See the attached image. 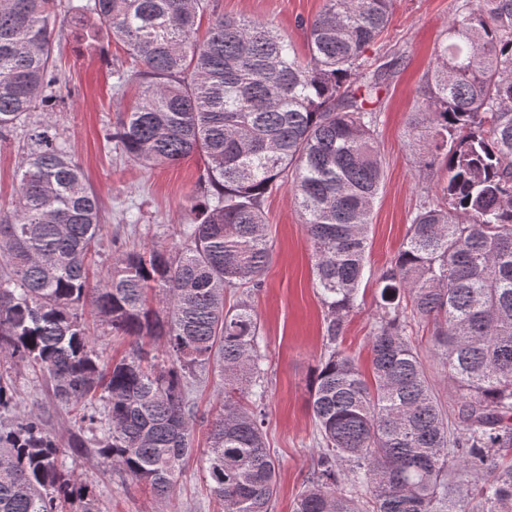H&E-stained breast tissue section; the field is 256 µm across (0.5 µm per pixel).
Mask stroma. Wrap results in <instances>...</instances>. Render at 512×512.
<instances>
[{
    "instance_id": "obj_1",
    "label": "stroma",
    "mask_w": 512,
    "mask_h": 512,
    "mask_svg": "<svg viewBox=\"0 0 512 512\" xmlns=\"http://www.w3.org/2000/svg\"><path fill=\"white\" fill-rule=\"evenodd\" d=\"M323 0H211L214 13L272 23L298 50L306 48L307 22L321 11ZM452 0H396L394 13L380 40V50L405 57L402 69L381 90L377 142L384 187L374 204L372 271L390 264L419 205L424 174L419 149L407 130V118L420 100L433 48L448 26ZM55 63L66 83L62 103L37 112L33 123L57 127L73 149L87 185L98 196L105 227L95 260L106 270L124 251L158 247L176 251L182 232L194 218L188 198L196 194L203 169L198 157L154 167L126 163L106 139L117 112L139 101L137 86L116 91L120 73L131 60L118 41L100 36L88 45L81 22L60 17L55 29ZM27 142L18 129L0 142V207H9L14 193L18 158ZM272 260L261 288L250 302L260 325L268 355L265 435L278 466L277 495L271 512H294L317 459V429L308 406L309 382L325 342L323 307L316 293L310 241L302 217L287 189L265 201ZM363 301L346 324L342 349L362 370L370 368L369 332L376 313L372 283H363ZM413 341L444 409H452L456 393L432 355L430 329L414 330ZM0 373L12 379L21 405L38 404L48 433L68 446L67 463L80 474L95 496L100 512H224L210 491L201 450L206 446L211 413L220 402L224 379L210 369L194 381L190 397L197 405L195 453L177 475L169 501L155 500L150 489L112 467L109 459L71 450L79 426L68 407L54 398L49 381L31 367L0 356Z\"/></svg>"
}]
</instances>
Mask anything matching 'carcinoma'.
I'll return each mask as SVG.
<instances>
[{"label":"carcinoma","mask_w":512,"mask_h":512,"mask_svg":"<svg viewBox=\"0 0 512 512\" xmlns=\"http://www.w3.org/2000/svg\"><path fill=\"white\" fill-rule=\"evenodd\" d=\"M395 0H324L307 55L268 22L209 12V0H0V138L62 99L52 33L63 12L126 48L142 102L107 139L128 160L196 155L195 222L176 256L130 250L92 280L101 204L66 142L29 135L11 209H0V353L42 372L80 411L96 454L170 497L193 452L188 385L224 375L206 471L224 512H270L276 464L263 429L266 355L257 317L229 290L261 287L271 261L264 201L289 187L313 247L326 341L309 406L319 455L294 512H458L473 475L477 512H512V0H454L423 101L408 126L436 175L390 265L367 272L371 212L383 183L375 98L403 65L366 56ZM206 38L196 37L204 15ZM374 278L373 380L339 348ZM92 304L130 352L105 362L79 308ZM432 327L457 394L435 396L412 340ZM162 340L163 358L141 339ZM0 375V512H98L88 485L33 407ZM103 400L97 410L95 400Z\"/></svg>","instance_id":"obj_1"}]
</instances>
